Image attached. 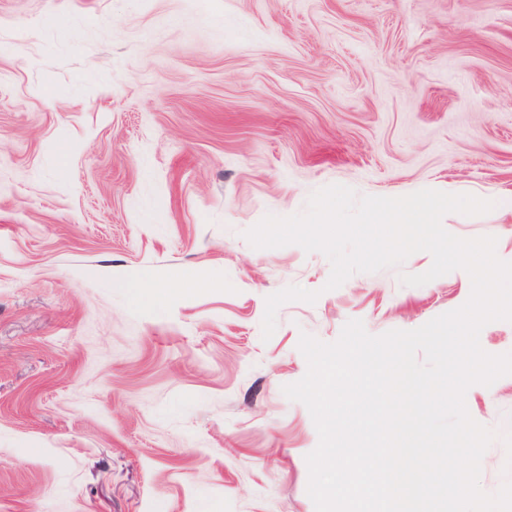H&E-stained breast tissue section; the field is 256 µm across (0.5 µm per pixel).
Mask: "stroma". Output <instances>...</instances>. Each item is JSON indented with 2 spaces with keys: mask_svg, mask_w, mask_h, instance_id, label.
<instances>
[{
  "mask_svg": "<svg viewBox=\"0 0 512 512\" xmlns=\"http://www.w3.org/2000/svg\"><path fill=\"white\" fill-rule=\"evenodd\" d=\"M512 195V0H0V512H315L301 333L462 306L244 231L314 191ZM512 262V214H447ZM158 293H151V286ZM291 301L262 338L267 296ZM512 480V375L470 387Z\"/></svg>",
  "mask_w": 512,
  "mask_h": 512,
  "instance_id": "stroma-1",
  "label": "stroma"
}]
</instances>
